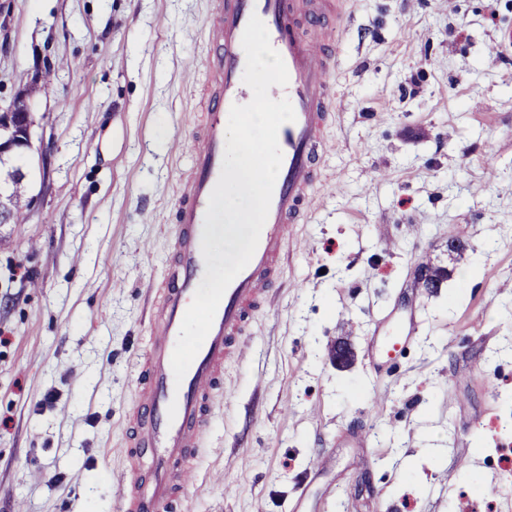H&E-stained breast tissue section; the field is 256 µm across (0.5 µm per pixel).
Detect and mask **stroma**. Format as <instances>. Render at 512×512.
<instances>
[{"instance_id": "35a3bbf8", "label": "stroma", "mask_w": 512, "mask_h": 512, "mask_svg": "<svg viewBox=\"0 0 512 512\" xmlns=\"http://www.w3.org/2000/svg\"><path fill=\"white\" fill-rule=\"evenodd\" d=\"M210 9L0 0V110L55 70L32 108L45 177L25 223L0 225V512H123L128 418L204 121L205 80L185 67L207 54ZM352 13L323 179L250 348L224 365L178 512H486L512 496V0ZM425 260L448 272L432 292L415 283ZM400 325L415 342L392 356Z\"/></svg>"}]
</instances>
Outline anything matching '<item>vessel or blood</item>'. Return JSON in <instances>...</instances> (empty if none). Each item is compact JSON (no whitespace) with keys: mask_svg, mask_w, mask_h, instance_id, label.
I'll return each mask as SVG.
<instances>
[{"mask_svg":"<svg viewBox=\"0 0 512 512\" xmlns=\"http://www.w3.org/2000/svg\"><path fill=\"white\" fill-rule=\"evenodd\" d=\"M213 2L206 26L205 123L191 150L189 178L176 200L178 232L138 374L130 447L148 456L149 468L125 469L124 512H174L180 493L194 476L193 462L214 414L224 363L239 357L250 338L254 313L280 279L288 229L306 223L311 190L322 175L320 161L330 150L324 130L335 110L332 84L338 51L334 44L351 14L346 0L336 6V28L326 41L305 36L299 26L300 17L320 19L327 9L326 0ZM254 15L265 24L289 76L286 87H271L269 94L276 100L287 98L295 119L278 131L283 160L257 248L226 289L208 335L178 381L171 358L184 314L206 270L201 250L204 219L221 174L230 108L246 101L242 36Z\"/></svg>","mask_w":512,"mask_h":512,"instance_id":"obj_1","label":"vessel or blood"}]
</instances>
